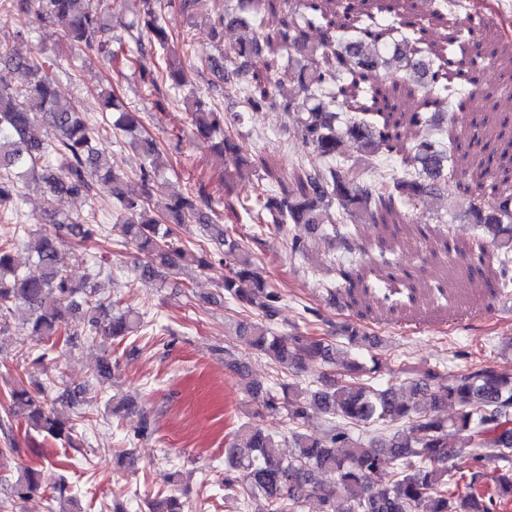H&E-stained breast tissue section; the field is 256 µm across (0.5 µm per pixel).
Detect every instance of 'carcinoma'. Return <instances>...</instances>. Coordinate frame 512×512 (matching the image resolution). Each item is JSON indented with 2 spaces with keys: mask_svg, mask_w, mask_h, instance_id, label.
<instances>
[{
  "mask_svg": "<svg viewBox=\"0 0 512 512\" xmlns=\"http://www.w3.org/2000/svg\"><path fill=\"white\" fill-rule=\"evenodd\" d=\"M158 0H143V15L131 38L148 40L163 52L164 66L143 82L155 91L163 83L180 88L188 82L187 70L173 39L162 26L155 9ZM232 11H224L219 25L239 31L231 53L224 57V95L234 96L246 112L258 111L274 103L285 111L303 114L298 131L324 159L320 167L300 161L292 168V188L283 196L258 194L255 212L261 224L282 231L288 224L323 223L322 209L336 205L332 232L344 246L361 234L358 220L365 216L373 224L404 223L402 208L450 189L452 168L482 187L491 183V154L461 149L457 138L448 144L432 140L425 130L428 114L457 109H473L476 95L459 97L448 75V59L468 51L462 28L452 23L457 0H444L437 10L419 18V24L401 31L382 21L379 5L364 0L347 31L337 35L329 17L342 8L343 0H318L309 8L306 0H294L284 10L281 0H235ZM0 13L33 14L58 27L62 36L91 47L102 44L106 20L112 16V0H0ZM280 14L278 27L266 30L261 17ZM318 29L321 38L313 41L307 31ZM262 58V69L253 73L247 85L236 82L240 67L237 58ZM19 80L13 87H0V212L15 213L20 196L18 181H31L52 195L96 196L97 187H109L120 206V222L128 242L146 256L136 267L142 278H161L178 269H211L215 256L203 244L188 246L173 237L172 225H180L196 211V196L171 191L162 210L152 207L156 189L163 181L160 150L152 139H134L147 166L139 179V194L125 190V179L97 151L98 130L82 117L56 90V71L37 57L10 59ZM397 64L407 77L390 85L370 84L369 77ZM296 84L298 94L276 101L281 85ZM39 100L40 112H30L27 100ZM392 105L395 116H384L375 108L378 100ZM103 106L117 112L112 126L128 136L138 127L133 112L108 95ZM200 136H220L216 146L234 158L236 169L251 167L239 158L233 133L235 122L222 112L189 108ZM48 128L45 139L34 136L37 123ZM492 154L512 153V129L503 120L482 133ZM350 145L362 156L381 152L402 155L412 168L392 177L377 189L363 187L349 166L343 147ZM476 225V238L464 245L448 237L444 253L467 260L464 272L478 275L491 288L512 285V187L502 176L501 186L492 189L467 213ZM58 229L80 242L96 239L101 229L68 217L58 221ZM200 228L209 240L223 247L225 274L219 287L224 296L249 313L236 324V336L245 345L268 355L281 368L305 359L339 365L341 380L307 390L298 382L283 384L292 394L288 399V421L292 425L287 458L280 457L279 444L252 422L237 429L224 455L230 467L244 473L242 491L233 501L242 506L260 493L269 512H301L312 494L316 476L334 475L331 488L323 494L325 512H336V499L343 500V512H496L497 505L512 500V372L490 364L468 367L441 375L434 368L421 373L422 389L412 387L404 398L397 388L384 389L366 378L367 369L347 357L329 339L306 336L298 331L279 335L274 324L281 296L259 272L251 254L231 238L219 224L205 220ZM59 235L41 234L28 266L20 269L11 254L13 243L0 241V324L9 329L16 310L27 313L31 335L50 340L36 355V362L51 359L56 341L69 342L90 327L87 336L96 341L95 331L123 341L145 326V315L131 308L112 312L113 305L101 301L91 279L75 283L58 258ZM391 262L384 256L364 254L356 265L340 264L337 287L351 291L363 286L369 292L376 282L387 284L378 303L395 301L401 291L394 287ZM454 293L451 281L428 283L423 278L411 285L410 295L422 294L446 302ZM55 380L31 391L19 387L11 391L9 414L23 417L34 431L73 443L77 423L55 408L51 391ZM248 389L257 400L251 417L279 409L280 397L255 382ZM458 408L455 416L443 419L441 406ZM328 423L321 438L302 431L311 415ZM345 452L338 455L335 449ZM485 450L497 457L501 473L488 477L479 470L461 472L455 459L465 449ZM395 465L390 480L381 481L385 461ZM44 470L23 468L10 485L11 497L24 500L42 488Z\"/></svg>",
  "mask_w": 512,
  "mask_h": 512,
  "instance_id": "cac0c4a2",
  "label": "carcinoma"
}]
</instances>
